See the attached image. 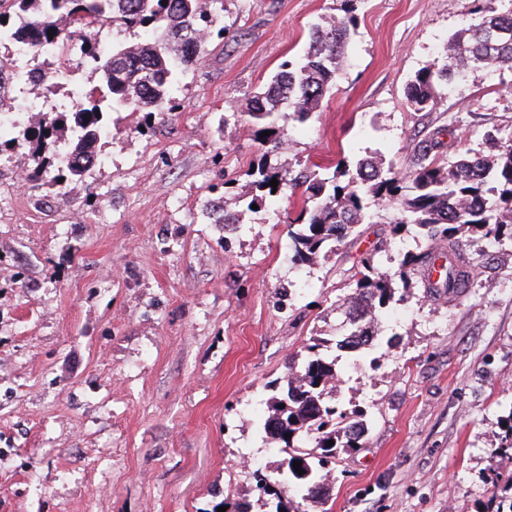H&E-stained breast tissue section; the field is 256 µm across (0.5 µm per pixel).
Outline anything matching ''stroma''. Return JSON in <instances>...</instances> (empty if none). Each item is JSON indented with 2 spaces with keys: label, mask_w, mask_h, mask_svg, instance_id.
<instances>
[{
  "label": "stroma",
  "mask_w": 512,
  "mask_h": 512,
  "mask_svg": "<svg viewBox=\"0 0 512 512\" xmlns=\"http://www.w3.org/2000/svg\"><path fill=\"white\" fill-rule=\"evenodd\" d=\"M474 0H217L210 40L180 78L174 112L124 110L103 163L62 190L32 188L29 149L0 168V512H271L245 457L276 466L245 406L335 340L360 259L395 271V243L362 224L337 251L296 265L288 188L228 232L213 214L251 190L259 158L246 102L312 25L353 16L348 66L288 133L273 167L376 155L396 169L444 127V161L496 154L512 134V68L474 69L416 110L406 86L471 17ZM466 296L434 302L413 277L409 313L379 366L337 353L336 404L369 432L342 454L328 512H488L484 476L512 422V237L463 236Z\"/></svg>",
  "instance_id": "stroma-1"
}]
</instances>
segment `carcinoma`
<instances>
[{
	"mask_svg": "<svg viewBox=\"0 0 512 512\" xmlns=\"http://www.w3.org/2000/svg\"><path fill=\"white\" fill-rule=\"evenodd\" d=\"M13 12L26 18V42L34 49L54 43H81L91 70L101 85L92 90L77 110L54 112L24 132L32 148L34 170L43 183L81 179L82 161L90 159L96 144L112 137V123L103 109L118 112H162L178 109L175 85L195 55L203 51L213 31L214 0H5ZM475 11V18L448 41L445 61L419 70L407 86V97L418 109L426 108L437 90L472 69L497 71L512 67V0H490ZM120 22L133 40L104 52L93 47L97 25ZM353 20L336 18L311 27V49L300 61L284 62L264 91L254 95L248 115L263 154L282 148L284 128L280 111L306 121L318 107L347 63V39ZM53 35H48V32ZM72 136L63 149L49 148L48 139L64 125ZM269 131L271 135L261 136ZM437 131L419 149L416 167L401 172L384 166L380 158L338 163L333 175L318 177L310 170L293 177L290 170L263 162L253 171L257 189L271 191L303 188V205L289 221V249L296 264L309 263L336 247L360 224H393L400 232L411 225L432 249L415 255L405 252L398 271L381 273L367 255L355 292L346 300L345 324L362 322L371 330L376 312L405 302L396 295L397 283L408 287L410 276L421 272L426 297L460 300L471 283L458 233L497 238L512 231V136L491 158L473 153L444 165L428 161L447 148ZM277 179L278 186L269 185ZM385 205L384 213L377 206ZM319 339L306 347L302 366L289 368L286 384L271 398V414L264 420L266 437L282 445L285 456L266 476L255 480L261 497L288 498L283 512H309L325 504L320 492L333 476L340 449L358 448L368 432L361 408L339 410L328 401L331 384L338 380L336 358L322 352ZM291 437H286V434ZM334 445H328L329 441ZM301 462L298 474L293 462Z\"/></svg>",
	"mask_w": 512,
	"mask_h": 512,
	"instance_id": "carcinoma-1",
	"label": "carcinoma"
}]
</instances>
